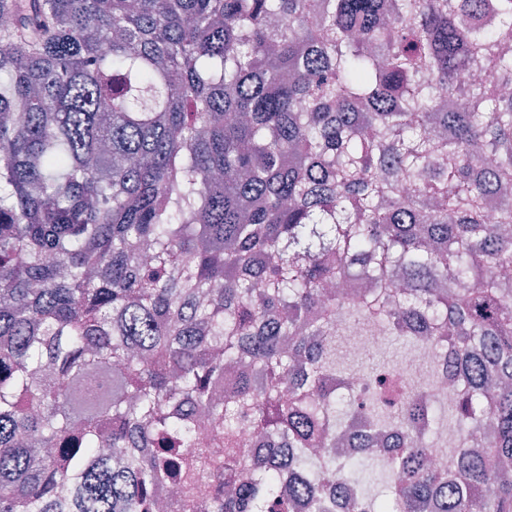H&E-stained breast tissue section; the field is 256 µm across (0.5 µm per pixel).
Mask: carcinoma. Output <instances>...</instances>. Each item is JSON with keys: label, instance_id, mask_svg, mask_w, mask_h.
<instances>
[{"label": "carcinoma", "instance_id": "cac0c4a2", "mask_svg": "<svg viewBox=\"0 0 512 512\" xmlns=\"http://www.w3.org/2000/svg\"><path fill=\"white\" fill-rule=\"evenodd\" d=\"M511 42L512 0H0V512H512ZM360 319L424 386L336 370Z\"/></svg>", "mask_w": 512, "mask_h": 512}]
</instances>
